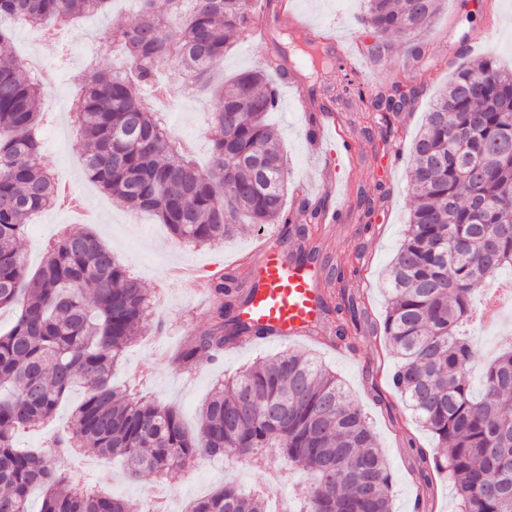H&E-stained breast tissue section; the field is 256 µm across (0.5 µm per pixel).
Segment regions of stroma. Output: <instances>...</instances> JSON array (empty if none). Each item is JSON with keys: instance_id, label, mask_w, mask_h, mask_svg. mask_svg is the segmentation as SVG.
Masks as SVG:
<instances>
[{"instance_id": "stroma-1", "label": "stroma", "mask_w": 512, "mask_h": 512, "mask_svg": "<svg viewBox=\"0 0 512 512\" xmlns=\"http://www.w3.org/2000/svg\"><path fill=\"white\" fill-rule=\"evenodd\" d=\"M290 10L302 19L305 30L294 33L297 42L317 36L335 39L343 51L340 67L324 80L298 74L295 82L277 80L279 106L271 119L276 124L281 147L288 159L286 209L299 206L322 210L332 204L344 208L342 222H318L312 244V264L318 287H326L330 268L348 273L349 285L361 289L368 315L360 321L354 350L331 341L330 321H321L316 339L296 341L336 372L352 398L368 416L379 448L392 474L394 512H454V489L446 476L424 484L417 482V447H433L431 435L416 424L401 398L387 385L386 377L396 361L372 335L371 322L381 321L387 303L383 275L397 250L409 221L412 204L410 145L420 131L426 112L447 88L449 78L484 57L512 68V0H441L430 27L415 37L392 35L377 38L359 22L364 0H288ZM137 20L131 0H114L103 13L90 14L60 30L51 48L41 46V31L23 25L12 28L15 55L37 49L42 63L58 67L59 77L42 98L44 133L41 140L43 165L61 182L69 184L103 218L95 225L105 244L153 293L152 327L125 351L114 370V383L139 392L151 401L176 411L188 430H195L198 413L217 380L234 375L259 357L274 355L282 346L260 342L248 348L226 351L221 361L201 362L190 372L181 371L160 358L185 334L208 326L209 309L202 306L193 289L162 286L168 264L179 262L212 274H236L240 287L255 278L253 254L260 244L257 233L237 236L218 246H201L177 241L166 225L149 212L131 213L102 193L84 172L78 132H65L68 107L79 85L72 73L78 65L72 50L86 37L105 29L130 26ZM268 33L253 27L242 32L225 56L219 72L232 76L251 70L272 57L277 45L285 43L289 23L269 17ZM353 79L362 89L407 98L406 106L389 119L380 113L361 111L357 104L331 100L326 86L340 87ZM315 89L316 104L336 111V126L327 133L328 142L353 141L355 149L343 155L336 172L337 190L322 192L321 171L326 161V144H315L310 127L318 115L303 109V90ZM166 118L171 135L192 143L200 165L210 162L207 118L215 111L210 92L195 89L183 75L172 72L167 81ZM68 213L59 212L29 224L21 251L30 269H37L58 226H72ZM56 466L70 473L74 482L101 489L124 499L128 512H138L151 490V483L132 477L116 460L84 448L55 458ZM262 479L259 470L232 455L204 457L193 467L169 473L165 482L172 492V512L211 491L231 483L250 491Z\"/></svg>"}]
</instances>
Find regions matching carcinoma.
Wrapping results in <instances>:
<instances>
[{
  "label": "carcinoma",
  "instance_id": "cac0c4a2",
  "mask_svg": "<svg viewBox=\"0 0 512 512\" xmlns=\"http://www.w3.org/2000/svg\"><path fill=\"white\" fill-rule=\"evenodd\" d=\"M110 0H0V15L31 27L67 25L106 11ZM130 28L103 40L122 48L124 72L90 68L73 104L84 170L130 212L149 211L173 236L199 245L239 232L289 224L286 160L268 115L279 105L267 80L288 77L282 58L224 80L209 126L212 166L199 169L173 140L159 113L138 95L160 68L177 69L206 87L232 39L253 24L250 0H138ZM439 0H366L360 24L376 35L421 34ZM289 41V55L314 71L319 45ZM43 81L0 54V512H127L124 500L76 488L51 458L86 443L118 456L137 477L163 476L200 456L231 453L257 465L277 454L310 475L293 512H392V476L368 417L329 369L287 350L259 359L219 383L201 410L196 433L178 414L112 384V369L142 335L151 299L142 283L90 231L61 234L29 273L17 248L32 217L53 208L59 188L43 166ZM342 92L363 112H394L392 96L368 99L348 80ZM413 207L388 270L381 328L400 359L388 384L436 440L418 449V474H444L457 512H512V348L487 366L482 396L470 389L475 352L470 329L480 314L475 290L512 267V70L486 58L457 71L426 113L411 146ZM320 297L336 314L346 347L365 314L342 285ZM212 323L184 337L170 361L190 370L217 361L250 334L235 310L237 279H211ZM82 393L66 429L46 448H22L20 435L49 420L72 391ZM188 512H270L261 491L224 486Z\"/></svg>",
  "mask_w": 512,
  "mask_h": 512
}]
</instances>
